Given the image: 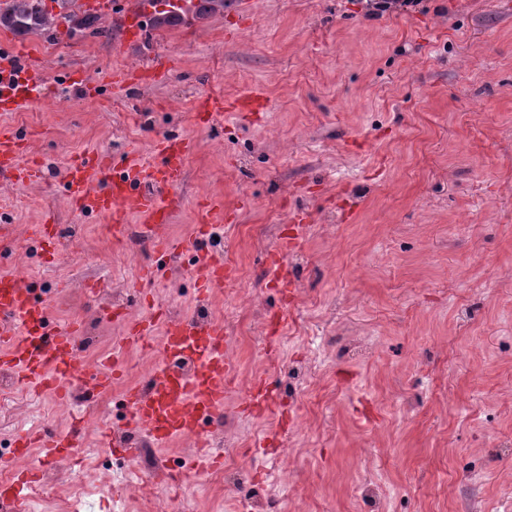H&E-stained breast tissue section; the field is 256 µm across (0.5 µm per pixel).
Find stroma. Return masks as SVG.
Instances as JSON below:
<instances>
[{
	"label": "stroma",
	"instance_id": "obj_1",
	"mask_svg": "<svg viewBox=\"0 0 512 512\" xmlns=\"http://www.w3.org/2000/svg\"><path fill=\"white\" fill-rule=\"evenodd\" d=\"M97 24L112 36L62 24L17 38L45 81L0 112V129L27 131L46 172L0 184L15 226L0 250L16 253L55 327L99 322L108 353L128 322L169 304L233 327L225 415L256 468L272 472L282 447L300 458L280 512H370L369 484L380 512H465L473 498L482 512H512V451L501 448L512 441V0H422L379 18L363 0H224L207 19L135 43L120 15ZM156 49L176 66L150 81ZM113 68L133 71L135 84L83 97L77 81ZM255 90L260 111L195 125L198 98ZM167 132L193 144L169 240L187 239L211 199L229 215L214 254L231 278L203 308L194 253L144 278L154 242L113 238L107 218L71 206L60 175L93 152L158 164L151 146ZM48 212L78 228L53 264L33 261L22 239ZM293 234L301 295L285 303L265 256ZM96 283L102 292L90 293ZM235 288L253 289L257 309ZM116 291L143 296L117 321L103 315ZM119 352L124 375L95 407L115 423L124 387L157 356ZM308 354L322 358L310 377L297 372ZM261 376L271 412L248 407L239 388ZM300 405L320 419L302 437L287 430ZM54 410L21 387L0 393V433L42 428ZM173 496L180 512H246L208 479Z\"/></svg>",
	"mask_w": 512,
	"mask_h": 512
}]
</instances>
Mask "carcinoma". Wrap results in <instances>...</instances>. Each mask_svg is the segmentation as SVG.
I'll use <instances>...</instances> for the list:
<instances>
[{
  "label": "carcinoma",
  "mask_w": 512,
  "mask_h": 512,
  "mask_svg": "<svg viewBox=\"0 0 512 512\" xmlns=\"http://www.w3.org/2000/svg\"><path fill=\"white\" fill-rule=\"evenodd\" d=\"M9 7H0V28L17 36H26L58 26L60 21L68 25V32L76 33L94 26L96 17L87 14L81 18L74 14L54 15L46 8L45 0H9ZM224 10V0H197L193 19L204 20L218 11ZM186 22L184 16L173 10H155L152 24L160 26H178Z\"/></svg>",
  "instance_id": "cac0c4a2"
}]
</instances>
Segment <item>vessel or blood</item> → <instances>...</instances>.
I'll return each mask as SVG.
<instances>
[{"instance_id":"vessel-or-blood-1","label":"vessel or blood","mask_w":512,"mask_h":512,"mask_svg":"<svg viewBox=\"0 0 512 512\" xmlns=\"http://www.w3.org/2000/svg\"><path fill=\"white\" fill-rule=\"evenodd\" d=\"M85 11L107 15L122 13L129 28H138L150 14L149 0H83ZM43 70L30 57L21 54L10 39L0 40V112H8L21 102L19 91L29 83L42 81ZM27 134L19 129L0 131V182H39L44 178L42 162L27 158ZM190 142L177 134L158 139L155 151L161 159L152 169L140 166L136 157L113 161L111 156L91 153L72 160L62 170L61 179L72 204L107 216L112 233L119 236L126 229V217L143 216L142 231L159 245L157 266H165L183 251L202 252L213 224L223 222L224 204L213 200L200 208L199 222L193 241L168 244L165 231L171 216L180 206L179 188L184 180ZM34 239L42 245L44 258L53 262L61 253L56 245L57 229L53 214H46L35 225ZM191 276L202 295H209L223 284L226 270L223 261L199 262ZM51 306L33 297L13 273L0 271V371L16 376L24 384L66 396V383L80 378L85 400L92 401L111 391L121 375L118 360L98 365L84 364L80 357L78 324L60 331L49 330ZM163 324L161 358L156 362L149 385H130L122 392L131 413V421L139 433L166 443L185 437L194 438L198 454L181 470L184 479L202 477L218 462V455L208 450L207 425L224 410V395L229 368L224 362V325L197 316L170 318L160 312L157 320L135 321L126 328L127 345L139 346L150 339L156 324ZM188 353L199 361V372L185 377L168 368L172 355ZM16 448L40 449L44 463L70 456L83 445L80 425L59 431L22 432L14 438ZM32 474L15 475L13 481L0 487V505L6 512H25V490Z\"/></svg>"}]
</instances>
